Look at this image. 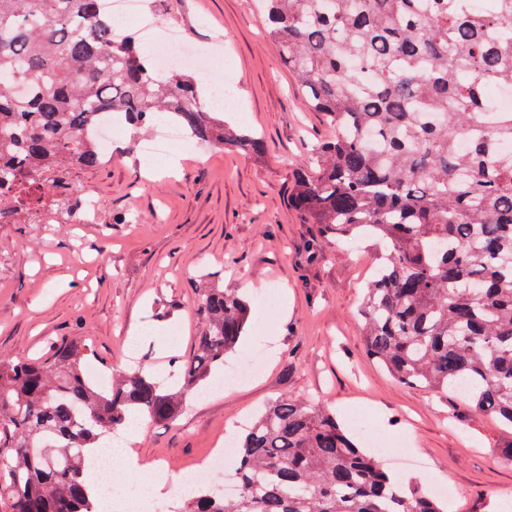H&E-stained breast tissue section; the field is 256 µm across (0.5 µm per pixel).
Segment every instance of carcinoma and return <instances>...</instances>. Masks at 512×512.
Returning a JSON list of instances; mask_svg holds the SVG:
<instances>
[{
  "label": "carcinoma",
  "instance_id": "carcinoma-1",
  "mask_svg": "<svg viewBox=\"0 0 512 512\" xmlns=\"http://www.w3.org/2000/svg\"><path fill=\"white\" fill-rule=\"evenodd\" d=\"M268 35L307 106L336 137L320 143L295 204L324 238L377 239L383 262L360 324L367 354L399 382L436 390L512 427V112L482 117L484 81L512 84V0H262ZM114 34L103 0H0V224L72 216L79 174L105 155L91 136L118 114L160 118L245 152L196 80L154 68ZM467 135L461 152L457 138ZM192 355L164 386L139 366L88 373L86 348L0 360V512H96L86 449L136 412L176 421L238 343L248 304L201 291ZM232 499L201 486L184 512H444L365 454L336 416L282 398L234 445Z\"/></svg>",
  "mask_w": 512,
  "mask_h": 512
}]
</instances>
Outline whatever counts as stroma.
I'll use <instances>...</instances> for the list:
<instances>
[{
  "instance_id": "1",
  "label": "stroma",
  "mask_w": 512,
  "mask_h": 512,
  "mask_svg": "<svg viewBox=\"0 0 512 512\" xmlns=\"http://www.w3.org/2000/svg\"><path fill=\"white\" fill-rule=\"evenodd\" d=\"M165 24L202 46L217 45L208 91L227 90L224 122L253 132L263 152L212 143L168 156L142 154L147 132L123 124L109 163L80 176L72 201L92 198L85 224H0V358L49 357L54 341H77L99 370L122 369L130 330L142 334L140 363L157 376L193 352L201 281L243 292L251 306L246 335L230 363L259 357V373L231 382L215 370L205 394L187 396L173 424L145 421L132 443L140 463L170 482L208 458L224 433L242 434L266 404L309 400L347 429L374 427L403 444L416 468L404 485H453L448 512H499L512 501V429L455 399L399 383L366 353L358 313L381 248L353 236L319 238L292 202L298 174L332 129L306 109L269 38L258 0H147ZM237 83L224 85L227 74ZM174 349L165 352L156 330Z\"/></svg>"
}]
</instances>
